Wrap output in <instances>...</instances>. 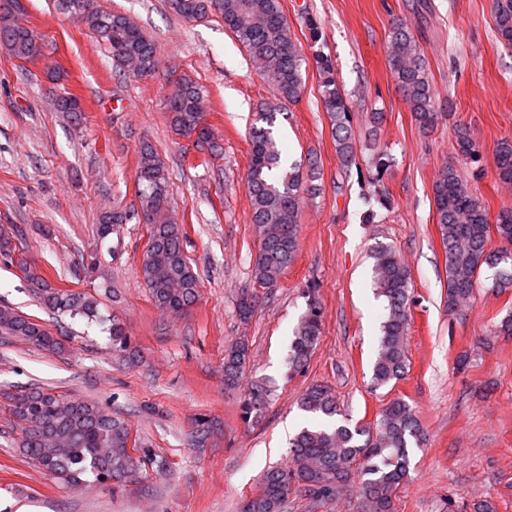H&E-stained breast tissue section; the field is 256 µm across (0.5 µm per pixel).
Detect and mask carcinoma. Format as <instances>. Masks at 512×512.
Listing matches in <instances>:
<instances>
[{"label": "carcinoma", "instance_id": "1", "mask_svg": "<svg viewBox=\"0 0 512 512\" xmlns=\"http://www.w3.org/2000/svg\"><path fill=\"white\" fill-rule=\"evenodd\" d=\"M85 0H57L66 14L80 11L89 33L103 42L112 55L113 67L130 75L155 72L157 44L123 13L84 7ZM171 10L186 21L210 14L224 25L246 49L259 67L275 98L264 103L260 126L250 130L251 159L247 190L252 223L259 232V246L253 264L255 283L268 289L277 286L282 274L294 262L297 228L304 195L312 192L300 165H286L273 137L276 114L283 105L297 101L303 89L302 65L305 59L298 38L292 32L281 7V0H169ZM495 24L501 38L512 44V0H493ZM25 11L21 0H0V41L12 55L27 61L39 53L32 33L20 21ZM388 67L402 90L419 128H433L440 116L427 65L415 37L403 22L393 24L388 35ZM319 92L325 112L332 122V134L340 162L348 167L355 161L351 132V106L342 92L331 61L316 59ZM169 122L175 133L186 139L198 137L197 148L215 149L210 131H198L205 117V95L186 76L170 79L165 99ZM494 165L500 179L512 182V141L498 143ZM137 198L153 247L144 251L140 276L154 304L174 314L183 313L199 297L198 274L183 250L180 225L169 215L168 173L149 144L140 147L135 172ZM436 224L446 258L448 311L455 312L470 300L483 267L497 269L493 287L512 288V211H502L490 226L481 201L453 165L444 166L433 184ZM129 220L124 211H112L99 218V231L106 235L114 224ZM503 246L487 250L491 232ZM34 295L53 312L70 317H86L94 302L80 292L55 287L42 274L24 268ZM373 281L384 298L386 316L381 326L372 367V380L385 386L407 373L405 340L409 326L411 276L399 254L383 247L374 254ZM256 296L244 292L237 313L246 320L254 312ZM0 331L18 336L41 348L55 350L61 342L30 318L0 307ZM322 335V312L313 306L301 318L290 345L289 363L303 367ZM249 359L245 341L224 350V386L239 385ZM268 390L260 384L251 387L244 399L243 413L258 419L268 403ZM302 410L321 415L326 424L306 427L289 440V459L284 466H273L261 476L254 497L240 512H282L294 492L304 491L315 500L330 499L343 485L356 487L364 512H397L396 491L408 478L410 448L420 444L424 432L412 408L403 400L391 401L374 427L350 426L335 420L336 397L325 386L313 385L300 398ZM12 415L22 425L20 450L48 477L63 484L85 483L87 479L104 484L114 479H135L146 465L155 463L152 450L129 445L130 429L124 421L99 406L64 397L46 390H34L13 398Z\"/></svg>", "mask_w": 512, "mask_h": 512}]
</instances>
